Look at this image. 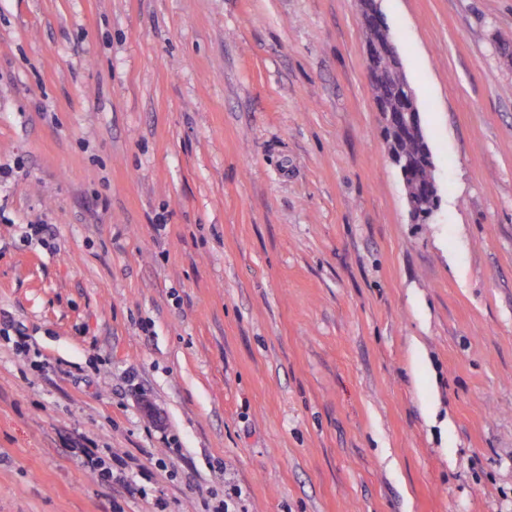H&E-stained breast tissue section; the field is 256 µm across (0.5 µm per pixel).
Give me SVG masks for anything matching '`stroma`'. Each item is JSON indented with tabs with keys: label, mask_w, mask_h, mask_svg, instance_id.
<instances>
[{
	"label": "stroma",
	"mask_w": 512,
	"mask_h": 512,
	"mask_svg": "<svg viewBox=\"0 0 512 512\" xmlns=\"http://www.w3.org/2000/svg\"><path fill=\"white\" fill-rule=\"evenodd\" d=\"M381 9L426 224L357 0H0V512H512V0ZM376 68L378 73L375 79V97L383 101L391 111L386 112L381 104L376 103L377 112L384 116L387 125H391L393 113L398 112L402 98L407 96L404 89V81L407 77L395 68L391 57L387 54H381L378 57ZM387 136L398 141V146L411 160L410 168L403 182L410 184L416 195L422 198L421 210L423 215L414 202L408 197L407 208L412 223L426 224L432 217L431 211L432 199L428 196L429 186L434 179V172L430 169L433 164L431 147L425 134V139H421L415 132L413 126L399 124L391 129H386Z\"/></svg>",
	"instance_id": "obj_1"
}]
</instances>
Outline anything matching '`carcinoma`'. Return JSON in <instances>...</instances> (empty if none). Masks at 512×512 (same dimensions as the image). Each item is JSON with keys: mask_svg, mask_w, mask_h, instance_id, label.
<instances>
[{"mask_svg": "<svg viewBox=\"0 0 512 512\" xmlns=\"http://www.w3.org/2000/svg\"><path fill=\"white\" fill-rule=\"evenodd\" d=\"M365 42L368 44L387 47L393 41L388 24L367 15L362 24ZM377 76L375 79V97L383 101L390 111L396 112L401 106V100L407 96L404 81L407 77L400 73L387 54H382L376 62ZM387 136L398 141V146L411 160L405 182L410 184L416 195L422 198L421 210L423 215L419 223L426 224L431 218L432 199L428 196L429 186L434 179L430 169L433 164L432 152L428 139L420 138L413 127L399 124L387 130Z\"/></svg>", "mask_w": 512, "mask_h": 512, "instance_id": "1", "label": "carcinoma"}]
</instances>
